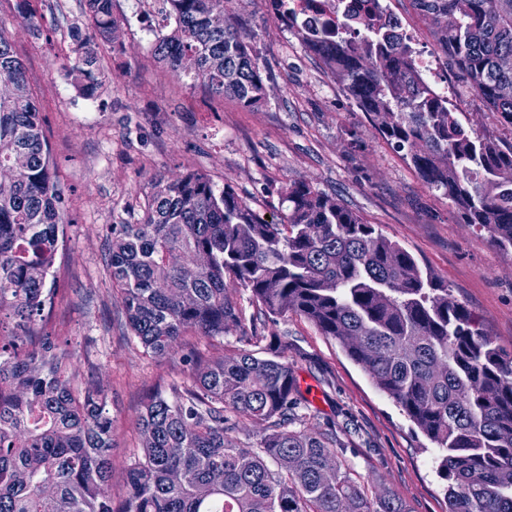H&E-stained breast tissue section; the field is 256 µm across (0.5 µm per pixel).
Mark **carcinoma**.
<instances>
[{
	"label": "carcinoma",
	"mask_w": 512,
	"mask_h": 512,
	"mask_svg": "<svg viewBox=\"0 0 512 512\" xmlns=\"http://www.w3.org/2000/svg\"><path fill=\"white\" fill-rule=\"evenodd\" d=\"M226 0H168V33L153 46L175 76L254 108L265 100L257 59L226 16ZM281 18L378 120L387 143L459 221L512 252V140L480 135L460 113L408 80L411 49L362 18L349 41L344 18L300 26ZM442 52L498 121L512 129V0H411ZM114 0H86L91 27L115 41ZM454 18L448 25L446 19ZM69 75L91 95L100 86L95 48L76 37ZM186 57L195 68L184 72ZM0 512H410L392 491L369 499L330 431L293 425L308 408L288 358L252 352L188 359L192 382L145 402L140 448L126 496L110 492L112 417L98 384L75 386L46 323L49 284L66 235L65 198L23 62L0 24ZM280 223L260 220L226 184L189 173L155 178L135 224H109L106 266L123 329L143 354L167 357L182 336L215 340L242 326L228 294L250 292L258 313H294L339 342L375 386L438 448L448 512H512V353L399 244L305 181L288 183ZM208 263L187 278L181 265ZM256 441H235L231 417Z\"/></svg>",
	"instance_id": "1"
}]
</instances>
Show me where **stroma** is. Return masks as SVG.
Instances as JSON below:
<instances>
[{"label":"stroma","instance_id":"obj_1","mask_svg":"<svg viewBox=\"0 0 512 512\" xmlns=\"http://www.w3.org/2000/svg\"><path fill=\"white\" fill-rule=\"evenodd\" d=\"M27 5L40 27L24 19ZM27 5L0 0V23L37 95L67 203L69 226L55 272L63 294L51 323L74 383L100 384L108 395L114 502L126 493L144 402L171 384L189 383L192 352L212 351L208 342L183 338L171 355L155 361L120 326L121 306L106 267V227L137 222L155 174L173 179L199 172L216 186L231 184L258 217L274 223L285 213L289 182L308 181L412 253L512 351V252L459 223L447 196L430 189L386 143L296 29L270 12L268 0L226 4L260 65L266 100L255 108L188 88L157 62L152 46L166 32L162 0H116L117 42L99 49L102 83L92 96L66 75L76 37L92 34L83 0ZM440 67L449 105L465 124L479 134L512 137L448 60ZM229 294L246 330L225 333V352L258 350L261 336L287 342L288 361L312 406L306 428H335L343 458L368 496L388 489L410 512H448L433 444L337 342L295 314L265 319L245 289Z\"/></svg>","mask_w":512,"mask_h":512}]
</instances>
